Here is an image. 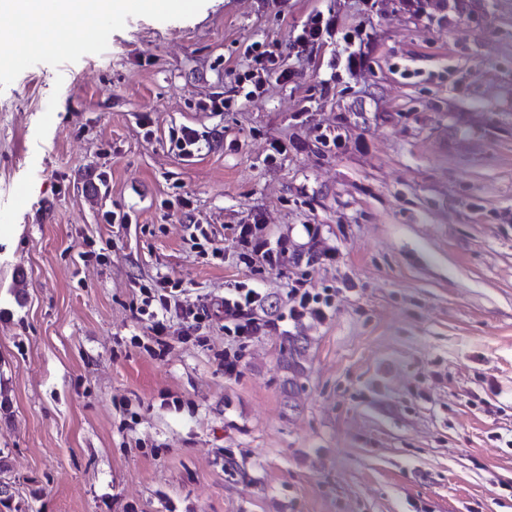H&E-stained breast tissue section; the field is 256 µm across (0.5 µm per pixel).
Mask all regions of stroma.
I'll use <instances>...</instances> for the list:
<instances>
[{
  "mask_svg": "<svg viewBox=\"0 0 512 512\" xmlns=\"http://www.w3.org/2000/svg\"><path fill=\"white\" fill-rule=\"evenodd\" d=\"M252 47L290 78L247 101ZM257 213L277 266L239 259ZM163 277L212 314L159 356ZM298 280L324 322L283 321ZM242 286L280 321L247 342ZM0 454L20 512H512V0H159L0 45ZM329 22H324L320 15L313 16L309 23L304 26L296 40L304 44H315L322 41L325 34L331 35ZM201 137L197 129L190 126H183L176 135L173 136L172 142H174V147L179 155L188 157L195 155L198 151ZM267 297L255 288H236L233 292L224 295L221 307L224 308V316L239 321L234 327L236 336L244 340H252L264 332L266 326H275V320H269L260 324L253 317L257 311L265 312ZM243 321V323L241 322ZM285 341V368L288 370V383H293V380L304 372L305 348L299 336H287Z\"/></svg>",
  "mask_w": 512,
  "mask_h": 512,
  "instance_id": "obj_1",
  "label": "stroma"
}]
</instances>
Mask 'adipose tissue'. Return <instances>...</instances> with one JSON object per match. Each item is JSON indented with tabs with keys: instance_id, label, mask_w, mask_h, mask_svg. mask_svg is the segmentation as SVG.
<instances>
[{
	"instance_id": "adipose-tissue-1",
	"label": "adipose tissue",
	"mask_w": 512,
	"mask_h": 512,
	"mask_svg": "<svg viewBox=\"0 0 512 512\" xmlns=\"http://www.w3.org/2000/svg\"><path fill=\"white\" fill-rule=\"evenodd\" d=\"M125 7L124 0H0V9L17 19L13 28L0 30V44L52 50L64 26L112 17Z\"/></svg>"
}]
</instances>
